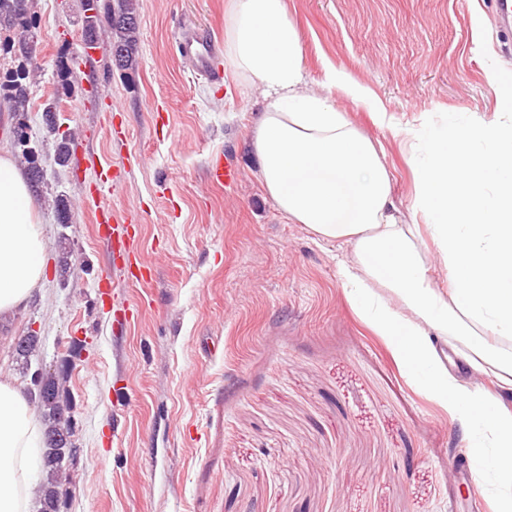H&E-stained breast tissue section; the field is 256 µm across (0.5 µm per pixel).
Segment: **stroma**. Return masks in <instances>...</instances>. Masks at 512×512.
Instances as JSON below:
<instances>
[{
    "label": "stroma",
    "instance_id": "stroma-1",
    "mask_svg": "<svg viewBox=\"0 0 512 512\" xmlns=\"http://www.w3.org/2000/svg\"><path fill=\"white\" fill-rule=\"evenodd\" d=\"M224 2L143 0L136 69H117L102 48L93 71L73 67L55 120L78 149L120 167L104 190L98 168L58 164L44 124L58 54L82 49L80 2L35 0L28 16L44 68L27 124L44 172L46 278L0 324V374L19 376L13 343L33 325L42 365L67 375L79 481L61 484L59 510L470 512L478 491L454 472L471 459L461 426L350 306L336 272L349 245L289 222L265 192L250 147L261 89L196 76L177 50L186 27L223 41ZM287 6L313 85L332 65L385 106L392 124L381 127L336 100L382 143L402 210L416 193L408 131L452 112L512 124L486 81L487 69L512 71L492 0ZM216 160L235 183H211ZM103 209L133 221L151 266L108 305L94 234ZM124 307L130 319L113 330Z\"/></svg>",
    "mask_w": 512,
    "mask_h": 512
}]
</instances>
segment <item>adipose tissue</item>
Wrapping results in <instances>:
<instances>
[{"label":"adipose tissue","instance_id":"obj_1","mask_svg":"<svg viewBox=\"0 0 512 512\" xmlns=\"http://www.w3.org/2000/svg\"><path fill=\"white\" fill-rule=\"evenodd\" d=\"M224 66L267 100L252 148L268 197L319 239L351 244L337 273L355 311L408 379L458 418L494 512H512V407L449 373L440 348L451 338L470 342L472 369L493 367L512 392V353L477 338L481 331L512 337V127L452 114L412 136L410 150L425 151L412 206L425 219L420 225L394 199L383 149L337 111L331 95L360 104L380 124L383 104L334 67L324 90L310 86L287 0H229ZM426 232L448 270L447 288L421 253ZM45 254L35 192L0 154V320L27 307L46 274ZM43 446L28 391L0 376V512H29Z\"/></svg>","mask_w":512,"mask_h":512}]
</instances>
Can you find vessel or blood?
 <instances>
[{"label": "vessel or blood", "instance_id": "b4317fda", "mask_svg": "<svg viewBox=\"0 0 512 512\" xmlns=\"http://www.w3.org/2000/svg\"><path fill=\"white\" fill-rule=\"evenodd\" d=\"M180 55L188 59L194 71L211 81H221L222 75L212 66V58L216 52L213 39L199 36L193 31L180 34L177 42ZM116 215L108 210L99 211L97 216L98 237L103 240L110 252L123 256L124 262L119 271H105L101 278L102 288L100 296L104 299L112 297V283L114 275H121L123 280H143L144 274L149 269L135 247V238L131 236L127 227L116 224Z\"/></svg>", "mask_w": 512, "mask_h": 512}]
</instances>
